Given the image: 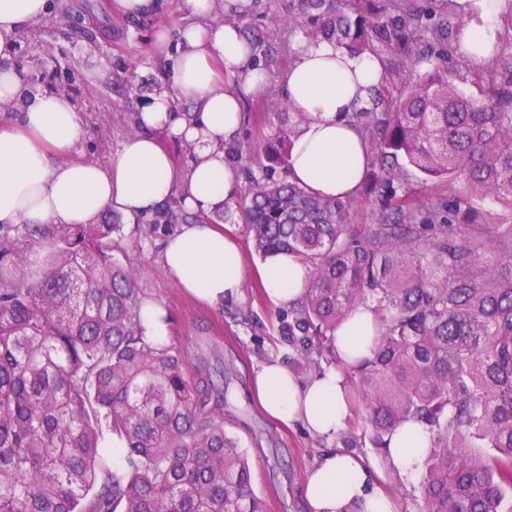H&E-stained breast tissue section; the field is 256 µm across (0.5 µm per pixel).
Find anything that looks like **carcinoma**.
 Here are the masks:
<instances>
[{
	"mask_svg": "<svg viewBox=\"0 0 512 512\" xmlns=\"http://www.w3.org/2000/svg\"><path fill=\"white\" fill-rule=\"evenodd\" d=\"M292 0L282 24L351 54L384 43L430 72L387 105L350 113L376 169L405 166L448 184V222L418 224L401 198L379 223L346 224L351 203L276 176L305 113L289 101L273 139L245 150L241 210L254 250L295 255L309 285L297 326L334 355L336 328L372 304L379 337L359 367L374 447L425 425V512H503L512 489V225L496 231L476 198L512 208V79L489 104L456 90L422 38L415 0ZM462 181L465 192L456 189ZM121 224L0 226V512H265L252 464L224 430V386L151 344ZM424 255L426 265L417 263ZM126 442L112 461L107 435Z\"/></svg>",
	"mask_w": 512,
	"mask_h": 512,
	"instance_id": "1",
	"label": "carcinoma"
}]
</instances>
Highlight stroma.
Here are the masks:
<instances>
[{"label":"stroma","instance_id":"1","mask_svg":"<svg viewBox=\"0 0 512 512\" xmlns=\"http://www.w3.org/2000/svg\"><path fill=\"white\" fill-rule=\"evenodd\" d=\"M150 14L130 18L119 12L114 0H52L54 11L42 24L27 28V71H38L31 83L34 92L54 91L71 85L70 97L82 122V136L74 148L76 158L109 164L120 143L138 132L137 116L146 95L172 89L171 59L156 55L151 44L156 30L177 31L186 20L182 0H156ZM424 26L446 20L451 33L445 47L446 66L455 85L464 93L488 101L501 84L512 77L504 63L512 58V0H502L494 21L496 41L492 57L479 64L461 53L464 27L479 22L478 10L459 12L455 0H423ZM288 0H252L248 11L237 17L240 28L262 34L272 47L267 60L265 87L246 98V121L235 148L261 146L274 132V112L285 95L277 83L278 72L287 67L304 43L301 29L278 26ZM398 194L415 200L419 223L440 224L447 217L448 189L426 183L415 169H408ZM188 212L171 202L160 213L139 218L138 230H126L116 257L132 266L144 298L162 305L170 317L167 346L186 358L188 368L200 359L224 363V426L237 436L253 464V485L266 512H310L303 495L309 472L331 450L344 448L359 455L375 475L398 512H424L420 488L422 467H393L371 441L368 413L355 402L353 413L336 434L316 437L303 426H285L269 417L251 396V380L258 366L271 358L281 359L301 379L307 380L332 367V358L320 356L317 345L303 330L294 328L286 308L271 304L253 270L260 257L253 250L239 203L214 209L208 218L240 241L252 273L240 297L210 308L184 294L160 263L164 240L176 230Z\"/></svg>","mask_w":512,"mask_h":512}]
</instances>
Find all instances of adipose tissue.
<instances>
[{
    "instance_id": "ef3b65f1",
    "label": "adipose tissue",
    "mask_w": 512,
    "mask_h": 512,
    "mask_svg": "<svg viewBox=\"0 0 512 512\" xmlns=\"http://www.w3.org/2000/svg\"><path fill=\"white\" fill-rule=\"evenodd\" d=\"M191 23L179 30L172 90H159L138 113L140 132L126 137L106 166L74 157L82 132L72 99L61 92L28 93V75L11 67L19 36L50 13L49 0H0V102L17 110L0 117V225L92 224L108 212L136 223L170 200L197 212L164 242L160 261L178 286L211 307L237 297L247 267L237 237L206 217L233 202L241 190L236 165L224 147L235 141L247 96L263 89L266 77L252 62L253 51L235 25L212 19L216 0H183ZM462 11L478 3L485 24L463 30V51L489 60L491 24L500 0H457ZM382 78L378 60L353 56L329 43L298 50L278 83L287 98L309 116L294 143L288 178L313 194L348 200L361 186L371 157L369 143L349 115L363 107ZM190 103V117L178 109ZM166 132L192 146L187 167H176L157 134ZM277 307L300 301L308 286L307 267L285 252L267 255L256 270ZM371 308L353 312L336 330L339 368L307 381L279 361L256 371L252 391L263 411L283 424L301 423L327 436L350 414L344 369L369 357L377 337ZM429 434L410 420L390 438L388 459L399 469L420 460ZM304 496L312 512H396L371 471L355 456L331 452L310 473Z\"/></svg>"
}]
</instances>
